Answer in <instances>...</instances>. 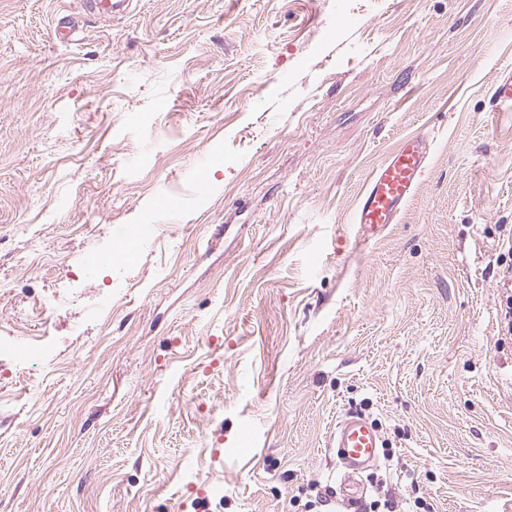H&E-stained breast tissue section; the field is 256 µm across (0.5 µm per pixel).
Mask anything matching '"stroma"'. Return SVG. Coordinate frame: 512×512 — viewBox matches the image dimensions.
Wrapping results in <instances>:
<instances>
[{"label": "stroma", "mask_w": 512, "mask_h": 512, "mask_svg": "<svg viewBox=\"0 0 512 512\" xmlns=\"http://www.w3.org/2000/svg\"><path fill=\"white\" fill-rule=\"evenodd\" d=\"M510 30L512 0H0V512H335L350 410L385 441L365 512H512ZM430 146L424 133L408 136L376 167L353 213L354 224L378 230L397 222L418 186Z\"/></svg>", "instance_id": "1"}]
</instances>
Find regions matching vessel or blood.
I'll use <instances>...</instances> for the list:
<instances>
[{"label":"vessel or blood","instance_id":"b4317fda","mask_svg":"<svg viewBox=\"0 0 512 512\" xmlns=\"http://www.w3.org/2000/svg\"><path fill=\"white\" fill-rule=\"evenodd\" d=\"M430 139L424 134L406 137L369 179L352 216L353 223L378 230L396 223L412 198L426 167ZM382 438L363 414L350 411L339 418L328 439V449L345 469L339 498L354 512L363 499V473L380 458Z\"/></svg>","mask_w":512,"mask_h":512}]
</instances>
